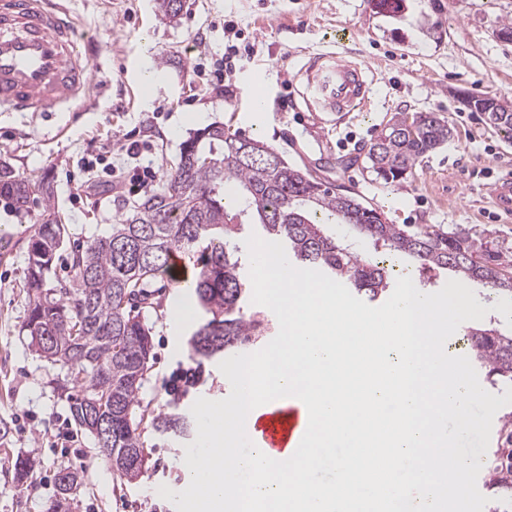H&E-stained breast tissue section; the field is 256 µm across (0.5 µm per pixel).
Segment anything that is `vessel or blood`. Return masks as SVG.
<instances>
[{
    "label": "vessel or blood",
    "instance_id": "vessel-or-blood-1",
    "mask_svg": "<svg viewBox=\"0 0 512 512\" xmlns=\"http://www.w3.org/2000/svg\"><path fill=\"white\" fill-rule=\"evenodd\" d=\"M94 58L59 0H0V112L82 111L94 85ZM293 82L312 112L345 116L371 105L367 65L339 52L310 55ZM489 193L498 214L512 217V175L498 178ZM306 424L298 409H277L258 416L249 437L276 455Z\"/></svg>",
    "mask_w": 512,
    "mask_h": 512
}]
</instances>
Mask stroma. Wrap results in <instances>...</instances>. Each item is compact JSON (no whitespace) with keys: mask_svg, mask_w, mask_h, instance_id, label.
<instances>
[{"mask_svg":"<svg viewBox=\"0 0 512 512\" xmlns=\"http://www.w3.org/2000/svg\"><path fill=\"white\" fill-rule=\"evenodd\" d=\"M65 3L80 37L98 54L87 111L75 120L66 112L0 114V163L21 177L50 181L51 203L68 227L65 251L110 233L136 203L120 186L88 180L85 157L107 154L120 183L128 171L122 146L137 140L142 162L164 181L189 136L221 123L357 195L388 223L466 228L489 250L512 255V220L496 214L486 191L492 170L512 168V138L457 100L468 90L512 101V42L493 35L496 21H512V0H404L396 12L375 10L369 0H183L174 19L163 16L157 0ZM229 21L257 54L231 76L223 98L193 68L201 52L220 62ZM320 50L351 54L375 70L370 111L340 123L332 112L285 106L287 75ZM149 70L158 81L148 89L141 75ZM398 112L437 113L454 135L396 186L359 163L337 168V160L373 142ZM39 214L36 207L22 216L0 207V226L13 232L7 256L0 257V512H44L63 468L79 475L72 512H176L158 489L181 491L185 441L145 428L143 475L119 478L93 436L69 421V404L59 392L66 368L37 354L22 329L28 246ZM151 289L156 306L146 322L154 366L139 398L158 410L165 384L190 366L188 340L203 314L173 274L157 277ZM181 305L191 307L189 320L171 318ZM20 458L32 465L22 483L14 470Z\"/></svg>","mask_w":512,"mask_h":512,"instance_id":"stroma-1","label":"stroma"}]
</instances>
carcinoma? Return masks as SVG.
<instances>
[{
    "label": "carcinoma",
    "mask_w": 512,
    "mask_h": 512,
    "mask_svg": "<svg viewBox=\"0 0 512 512\" xmlns=\"http://www.w3.org/2000/svg\"><path fill=\"white\" fill-rule=\"evenodd\" d=\"M448 123L432 112H398L364 153L366 169L387 184L397 183L452 138ZM238 191L229 205L224 184ZM53 189L0 167V199L16 211L42 208L28 253L24 331L41 356L67 368V394L73 425L91 432L87 414L96 405L112 416L111 452L117 474L129 478L130 450L144 453L141 426L147 418L139 391L153 368V343L143 310L154 305L149 284L170 270L180 248L194 266L191 284L198 307L208 319L189 340L194 367L167 389V406L150 417L154 432L186 439L193 417L181 409L190 390L203 382L205 365L256 344L266 330L258 314H246L249 285L241 274V256L233 241L239 217L262 225L270 240L282 243L301 268L317 269L375 300L390 287L389 269L361 258L327 235L328 221L351 225L381 250L383 261L402 256L425 270L447 269L479 280L495 291L512 293V258L491 252L463 229L426 231L389 224L357 197L342 193L311 173L289 164L259 139L228 134L211 125L183 145L170 178L144 197L112 232L69 253L74 279L68 286H47L68 227L51 204ZM466 344L488 374L512 381V336L488 327H469ZM56 474L59 496L46 512H69L77 473Z\"/></svg>",
    "instance_id": "cac0c4a2"
}]
</instances>
